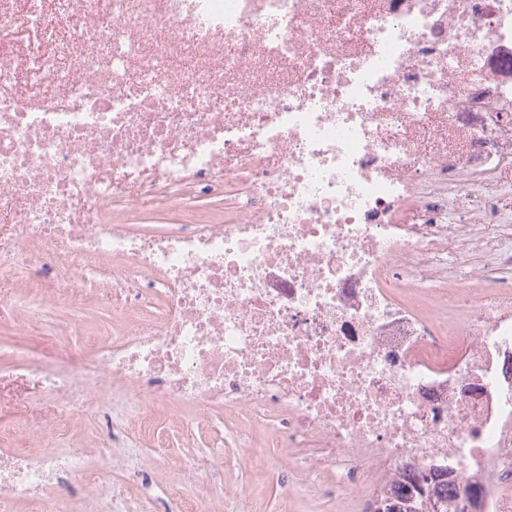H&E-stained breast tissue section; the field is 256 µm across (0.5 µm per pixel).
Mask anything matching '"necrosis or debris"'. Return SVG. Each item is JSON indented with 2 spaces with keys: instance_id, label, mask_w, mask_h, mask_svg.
Listing matches in <instances>:
<instances>
[{
  "instance_id": "necrosis-or-debris-1",
  "label": "necrosis or debris",
  "mask_w": 512,
  "mask_h": 512,
  "mask_svg": "<svg viewBox=\"0 0 512 512\" xmlns=\"http://www.w3.org/2000/svg\"><path fill=\"white\" fill-rule=\"evenodd\" d=\"M0 0V224L45 301L99 273L122 335L12 372L106 413L111 388L231 410L237 437L325 448L360 498L445 463L512 512V0ZM26 65L27 93L15 73ZM225 213L171 228L217 191ZM470 209L484 232L448 221ZM488 262L460 278L452 259ZM16 434L0 512H152L76 495Z\"/></svg>"
}]
</instances>
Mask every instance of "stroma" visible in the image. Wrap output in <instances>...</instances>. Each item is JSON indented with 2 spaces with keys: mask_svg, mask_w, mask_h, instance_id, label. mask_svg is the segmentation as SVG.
I'll return each mask as SVG.
<instances>
[{
  "mask_svg": "<svg viewBox=\"0 0 512 512\" xmlns=\"http://www.w3.org/2000/svg\"><path fill=\"white\" fill-rule=\"evenodd\" d=\"M63 326L68 328V335H59L58 330ZM122 328V319L112 312L108 289L91 288L77 303L52 306L48 316L35 327L29 343L42 355L60 351L76 354L91 341L110 339ZM82 399V393H75L70 409L71 428L58 446L81 460L97 462L101 459L96 434L98 421L82 411ZM153 413L157 418L177 421L165 449L167 467L153 472L141 465L137 449L128 447L123 436L113 437L111 448L113 457L128 462L126 469L114 471L116 486L134 487L149 495L158 512H176V498L187 486L192 489L191 500L200 506L208 504L216 497L214 486L218 483L231 493L230 499L224 502L223 512H365L364 502L344 489L337 488L331 496L325 494V486L335 485L336 478L305 468L313 449L266 447L268 424L254 428L251 442L246 445L237 440L235 427L222 407L210 406L201 411L189 406H158ZM201 413L205 414L207 425H195L194 420ZM60 414V409L49 405H11L0 410V427H16L34 435ZM217 435L225 439L224 452L240 458V465L225 470L219 480L199 475L187 479L184 462L207 452Z\"/></svg>",
  "mask_w": 512,
  "mask_h": 512,
  "instance_id": "stroma-1",
  "label": "stroma"
}]
</instances>
